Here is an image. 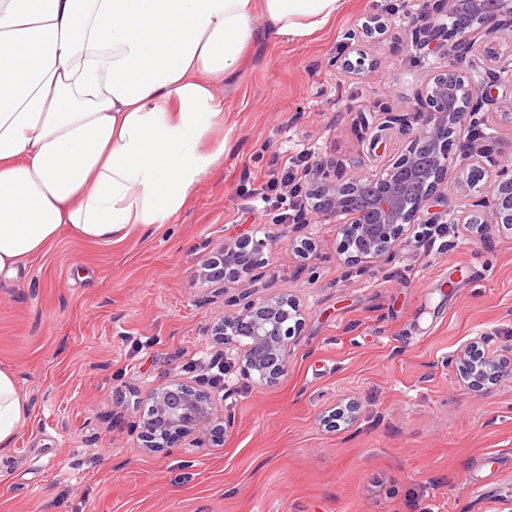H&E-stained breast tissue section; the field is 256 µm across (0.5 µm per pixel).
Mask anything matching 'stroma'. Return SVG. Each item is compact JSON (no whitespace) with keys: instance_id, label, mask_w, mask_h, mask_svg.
Masks as SVG:
<instances>
[{"instance_id":"obj_1","label":"stroma","mask_w":512,"mask_h":512,"mask_svg":"<svg viewBox=\"0 0 512 512\" xmlns=\"http://www.w3.org/2000/svg\"><path fill=\"white\" fill-rule=\"evenodd\" d=\"M420 0H344L314 35L268 43L224 97V159L166 223L120 241L61 235L16 277H0V366L19 375L30 421L0 447V512H512V378L462 389L448 365L470 338L512 355V234L448 225L435 251L410 227L387 262L348 265L335 220L309 210L272 223L247 191L279 179L274 153L363 177L410 144L388 113L418 122L426 84L456 55L419 58L405 34ZM395 25L358 48L366 74L337 66L345 33L373 14ZM383 130L355 135L361 113ZM453 136L441 191L468 209L488 180L461 187ZM270 237L264 278L219 293L198 272L224 241ZM313 244L297 253L301 239ZM286 293L300 324L274 388L231 368L211 448L143 450L145 396L179 378L210 391L226 359L210 334L225 295ZM354 401L353 425L323 416ZM482 482V494L472 486Z\"/></svg>"}]
</instances>
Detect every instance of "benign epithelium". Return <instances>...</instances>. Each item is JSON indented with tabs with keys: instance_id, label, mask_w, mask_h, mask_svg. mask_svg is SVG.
I'll return each mask as SVG.
<instances>
[{
	"instance_id": "7a95c632",
	"label": "benign epithelium",
	"mask_w": 512,
	"mask_h": 512,
	"mask_svg": "<svg viewBox=\"0 0 512 512\" xmlns=\"http://www.w3.org/2000/svg\"><path fill=\"white\" fill-rule=\"evenodd\" d=\"M446 15L452 25L439 21ZM421 16L425 27L409 31L411 47L427 56L444 49L478 54L494 40L512 33V0H423ZM389 21L373 16L345 33L348 41L360 42L386 32ZM512 70V57L493 58V67L473 69L475 80L467 88L451 73L441 74L424 89L427 111L419 113V125L409 130L410 145L380 175L347 178L337 167L317 168L305 185L295 188L314 201L317 211L336 219L342 234V251L347 261L357 265L365 260L385 261L395 256L405 229L415 224L466 223L465 215L448 204L439 190L440 173L448 166V139L462 130L472 131L488 125L490 106L499 97L512 99V83L497 79V73ZM489 163L492 178L488 194L473 200V207L484 220L476 225V234L494 226L512 230V163L485 154L480 147L461 155L459 167L476 158ZM412 183L422 186L419 194L403 191ZM269 239L243 237L226 243L216 257L204 264L205 278L226 285L228 282L254 281L267 261L264 252L271 249ZM240 311L225 317L212 327V334L226 346L243 345L240 359L245 380L258 377L268 387L277 385L288 374L287 325L296 305L284 293L238 298ZM247 343H242V340ZM487 337L469 340L450 360L458 381L468 388H485L512 369L503 367L493 354L484 350ZM148 413L140 417L142 447L166 451L181 442L195 448H209L224 435L216 423V395L174 378L150 391L146 397Z\"/></svg>"
}]
</instances>
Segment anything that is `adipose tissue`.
I'll return each mask as SVG.
<instances>
[{
  "label": "adipose tissue",
  "mask_w": 512,
  "mask_h": 512,
  "mask_svg": "<svg viewBox=\"0 0 512 512\" xmlns=\"http://www.w3.org/2000/svg\"><path fill=\"white\" fill-rule=\"evenodd\" d=\"M341 0H0V276L63 232L166 223L224 156L220 89L250 47L323 28ZM0 368V446L25 426Z\"/></svg>",
  "instance_id": "adipose-tissue-1"
}]
</instances>
